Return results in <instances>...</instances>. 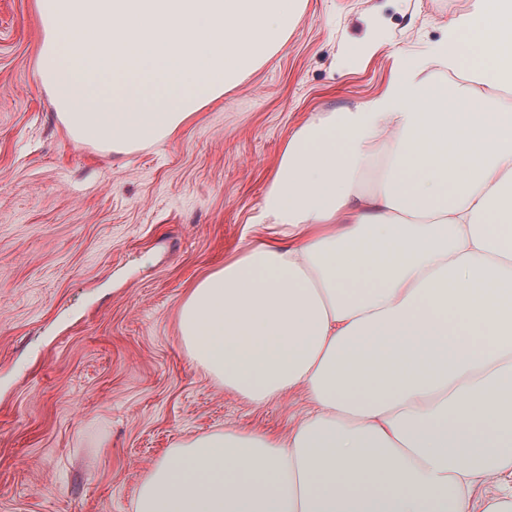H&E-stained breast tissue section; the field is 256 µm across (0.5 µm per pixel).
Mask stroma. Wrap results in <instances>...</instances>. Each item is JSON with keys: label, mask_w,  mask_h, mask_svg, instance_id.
I'll return each instance as SVG.
<instances>
[{"label": "stroma", "mask_w": 512, "mask_h": 512, "mask_svg": "<svg viewBox=\"0 0 512 512\" xmlns=\"http://www.w3.org/2000/svg\"><path fill=\"white\" fill-rule=\"evenodd\" d=\"M473 0H306L287 39L177 136L74 143L36 72L34 0H0V512H131L174 443L288 434L303 390L243 400L193 367L188 288L264 237L293 130L429 61Z\"/></svg>", "instance_id": "stroma-1"}]
</instances>
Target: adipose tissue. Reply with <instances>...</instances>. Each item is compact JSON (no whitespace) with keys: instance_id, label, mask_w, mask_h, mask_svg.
Listing matches in <instances>:
<instances>
[{"instance_id":"obj_1","label":"adipose tissue","mask_w":512,"mask_h":512,"mask_svg":"<svg viewBox=\"0 0 512 512\" xmlns=\"http://www.w3.org/2000/svg\"><path fill=\"white\" fill-rule=\"evenodd\" d=\"M301 0H35L37 70L72 140L172 138L287 38ZM458 74L448 92L428 85ZM512 0H476L428 66L294 130L265 237L179 308L190 363L287 437L215 430L147 471L133 512H476L512 479ZM378 170L374 188L362 175Z\"/></svg>"}]
</instances>
